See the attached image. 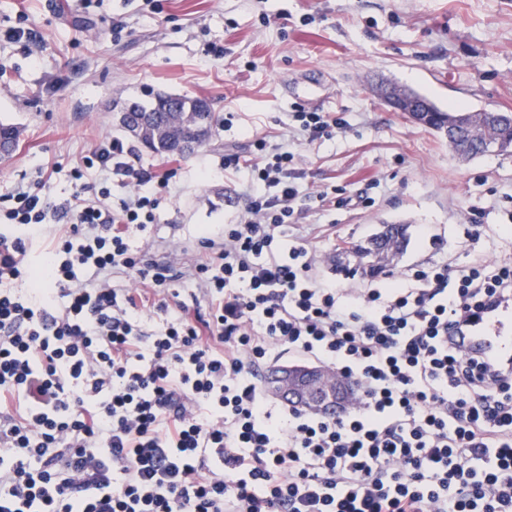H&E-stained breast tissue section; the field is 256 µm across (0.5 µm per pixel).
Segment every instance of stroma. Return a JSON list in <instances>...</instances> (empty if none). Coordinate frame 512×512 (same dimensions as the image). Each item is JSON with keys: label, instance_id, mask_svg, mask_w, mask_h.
<instances>
[{"label": "stroma", "instance_id": "35a3bbf8", "mask_svg": "<svg viewBox=\"0 0 512 512\" xmlns=\"http://www.w3.org/2000/svg\"><path fill=\"white\" fill-rule=\"evenodd\" d=\"M18 27L31 38L12 39ZM0 62V122L21 131L0 159V195L23 186L63 203L73 167L122 138L141 165L171 174L152 230L132 238L150 259L194 248L203 231L221 236L246 188L243 173L221 169L224 154L250 161L264 139L301 155L288 239L331 255L321 277L350 283L344 248L385 224L407 227L395 275L428 262H512V153L460 160L446 136L374 91L387 78L443 110L512 113V0H0ZM160 94L203 99L218 119L188 156L152 153L120 123L122 107ZM299 109L347 127L306 144L288 133ZM320 187L374 203L320 211ZM473 220L485 226L475 243L464 234Z\"/></svg>", "mask_w": 512, "mask_h": 512}]
</instances>
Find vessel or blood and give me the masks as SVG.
<instances>
[{"mask_svg": "<svg viewBox=\"0 0 512 512\" xmlns=\"http://www.w3.org/2000/svg\"><path fill=\"white\" fill-rule=\"evenodd\" d=\"M454 341L488 371L512 368V297L499 298L457 325Z\"/></svg>", "mask_w": 512, "mask_h": 512, "instance_id": "obj_1", "label": "vessel or blood"}]
</instances>
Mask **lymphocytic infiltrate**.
I'll return each mask as SVG.
<instances>
[{"instance_id": "f902f5d3", "label": "lymphocytic infiltrate", "mask_w": 512, "mask_h": 512, "mask_svg": "<svg viewBox=\"0 0 512 512\" xmlns=\"http://www.w3.org/2000/svg\"><path fill=\"white\" fill-rule=\"evenodd\" d=\"M222 239L148 259L167 176L109 139L105 184L72 202L17 190L0 224V512H512V372L448 343V324L512 296V263H429L353 288L317 276L296 219L298 159L260 139ZM68 218L43 287L26 241ZM135 278L113 284L114 271ZM289 354L355 381L340 414L271 402L262 366Z\"/></svg>"}]
</instances>
